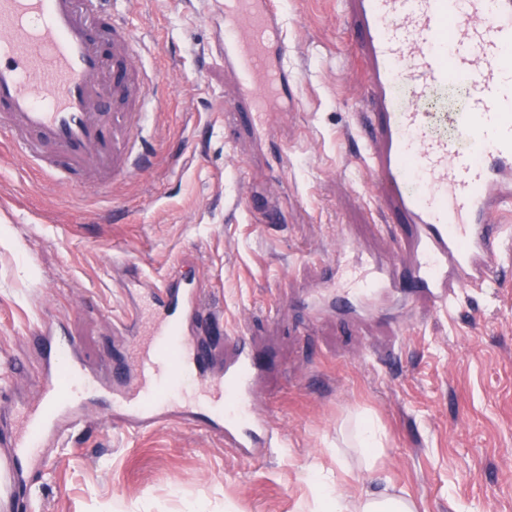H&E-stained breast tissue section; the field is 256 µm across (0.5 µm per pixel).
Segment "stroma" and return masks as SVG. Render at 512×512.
I'll list each match as a JSON object with an SVG mask.
<instances>
[{
	"label": "stroma",
	"mask_w": 512,
	"mask_h": 512,
	"mask_svg": "<svg viewBox=\"0 0 512 512\" xmlns=\"http://www.w3.org/2000/svg\"><path fill=\"white\" fill-rule=\"evenodd\" d=\"M117 8L152 53V166L103 192L45 185L0 151V382L10 383L0 425L40 396L30 334L41 318L109 380L130 347L115 323L139 276L177 270L207 283L214 350L231 331L264 359L256 399L283 445L246 465L180 411L130 436L89 391L88 425L35 473L30 508L310 512L317 474L350 494L403 495L416 512H512V269L447 313L409 295L307 312L337 252L386 264L405 236L359 156L371 106L350 0H285L297 104L260 129L218 55L220 19L186 0ZM361 413L382 437L371 467L346 442Z\"/></svg>",
	"instance_id": "stroma-1"
}]
</instances>
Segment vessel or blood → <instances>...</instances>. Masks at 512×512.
<instances>
[{"mask_svg": "<svg viewBox=\"0 0 512 512\" xmlns=\"http://www.w3.org/2000/svg\"><path fill=\"white\" fill-rule=\"evenodd\" d=\"M111 0H0V136L44 181L76 184L150 167L136 152L151 114L148 79H134L141 46ZM354 38L370 69L377 119L364 137L369 175L389 209L410 227L404 267L444 311L459 292L486 285L512 260L499 218L512 207V0H353ZM224 65L252 102L288 107L295 76L284 58L279 0H223ZM466 87L461 107L437 111L449 77ZM119 108L108 109L109 100ZM397 267L350 269L353 294L397 285ZM203 296L169 273L143 282L129 327L138 348L132 368L112 370L101 386L77 358L76 344L41 321L42 392L9 428L0 452V500L25 493L31 469H47L49 450L85 421L82 394L101 390L131 432L166 421L169 389L192 382V395L220 419L224 442L252 462L282 439L253 408L258 363L238 342L223 370L207 366L198 323Z\"/></svg>", "mask_w": 512, "mask_h": 512, "instance_id": "b4317fda", "label": "vessel or blood"}]
</instances>
